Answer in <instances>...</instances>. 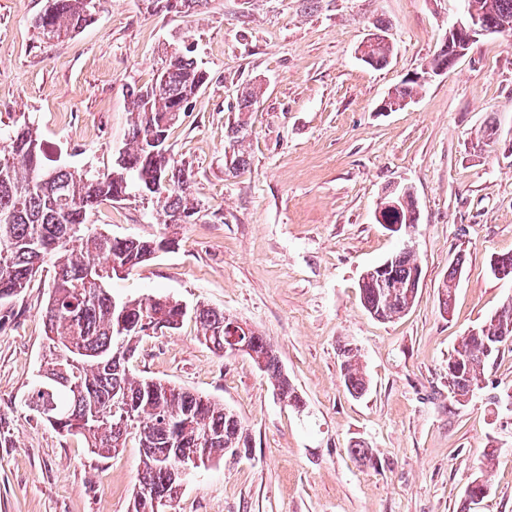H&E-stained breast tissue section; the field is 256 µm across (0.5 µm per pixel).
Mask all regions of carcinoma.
Masks as SVG:
<instances>
[{"label": "carcinoma", "instance_id": "obj_1", "mask_svg": "<svg viewBox=\"0 0 512 512\" xmlns=\"http://www.w3.org/2000/svg\"><path fill=\"white\" fill-rule=\"evenodd\" d=\"M95 0H44L33 26L51 44L88 26ZM206 0H151L153 10L166 13L196 11ZM468 9L487 25L512 18V0H468ZM189 46L174 47L161 60L157 79L132 92L133 120L121 162L100 171L43 167L45 151L33 122L21 114L0 128V300L21 294L37 274L49 269L48 301L42 319L48 357L23 406L43 417L55 407V420H45L60 434L85 437L93 452L109 454L138 439L143 469L132 512H157L155 500L172 502L180 494L178 470L191 452L212 461L234 458V449H250L241 419L206 396L153 379H135L126 354L153 334L175 331L195 319L200 334L224 353V312L205 306L188 308L165 295L119 300L112 280L129 275L157 253L173 248L175 240L161 234L151 239L113 238L89 223L105 201L131 197L151 206L163 226L193 220L200 213L191 199L193 172L175 159L167 145L170 129L182 118L190 100L207 83ZM370 66L389 62L392 45L368 46ZM420 84L408 79L394 98L410 101ZM233 171L245 167V122L230 127ZM417 256L403 249L390 257L386 284L367 275L359 283L360 299L371 317L391 321L408 312L418 291L411 288L418 271ZM461 259L448 268L440 306L449 311L458 287ZM512 324V301L462 336L450 360L462 364V374L448 382V395L457 403L484 382L490 363L485 345L497 342L503 322ZM247 356L260 362V371L273 380L274 391L288 401L301 397L280 364L270 340L249 330ZM341 378L350 396L360 398L370 380L357 353L345 343L338 349Z\"/></svg>", "mask_w": 512, "mask_h": 512}]
</instances>
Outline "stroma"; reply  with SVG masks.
I'll return each instance as SVG.
<instances>
[{
    "instance_id": "35a3bbf8",
    "label": "stroma",
    "mask_w": 512,
    "mask_h": 512,
    "mask_svg": "<svg viewBox=\"0 0 512 512\" xmlns=\"http://www.w3.org/2000/svg\"><path fill=\"white\" fill-rule=\"evenodd\" d=\"M43 0H0V125L23 113L50 167H111L126 144L130 94L152 83L166 49L194 47L207 84L168 144L194 172L201 207L162 228L136 201L91 217L117 238L166 233L176 246L114 280L120 299L170 295L247 323L275 344L304 406L276 398L244 355L222 357L194 320L143 338L129 362L224 404L242 420L249 456L188 478L170 512H512V411L490 404L512 388V349L464 408L448 400V359L464 331L512 299L492 258L512 254V39L474 43L396 112L382 101L421 72L466 0H208L202 12H154L148 0H100L92 24L52 45L32 26ZM393 47L375 69L356 56L374 27ZM260 87L247 114L248 163L224 170L240 89ZM494 142L476 148L486 124ZM410 186L420 219L413 308L373 319L358 284L401 241L375 219L381 197ZM463 258L454 309L439 292ZM47 290L32 281L0 301V512H130L142 469L131 439L105 459L22 408L44 364ZM357 348L370 389L352 398L338 348ZM373 452L366 466L350 453ZM496 449L484 460L485 449ZM483 477L489 493L468 506Z\"/></svg>"
}]
</instances>
